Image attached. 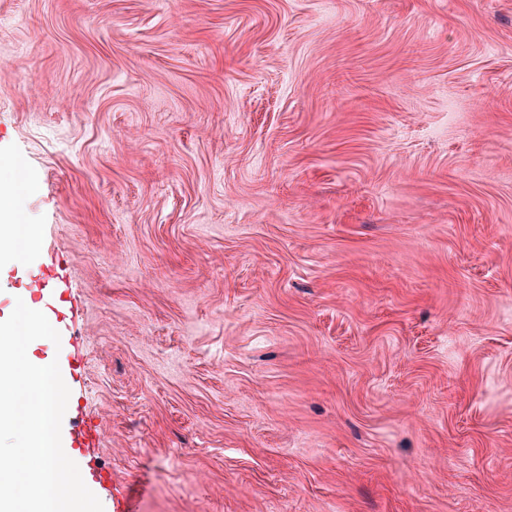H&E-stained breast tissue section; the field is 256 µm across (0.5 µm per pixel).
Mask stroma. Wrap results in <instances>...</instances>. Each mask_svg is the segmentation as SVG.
I'll list each match as a JSON object with an SVG mask.
<instances>
[{
  "label": "stroma",
  "mask_w": 512,
  "mask_h": 512,
  "mask_svg": "<svg viewBox=\"0 0 512 512\" xmlns=\"http://www.w3.org/2000/svg\"><path fill=\"white\" fill-rule=\"evenodd\" d=\"M0 179L104 512H512V0H0ZM22 185L0 181V262L5 256L11 264H27L40 249L41 232L36 224H15L20 215L17 198ZM70 448L65 449V453L69 458L72 456H78L80 458H97L98 451V440L91 433L90 428L87 429L83 425L77 424L73 430Z\"/></svg>",
  "instance_id": "1"
}]
</instances>
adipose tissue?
I'll list each match as a JSON object with an SVG mask.
<instances>
[{
  "label": "adipose tissue",
  "mask_w": 512,
  "mask_h": 512,
  "mask_svg": "<svg viewBox=\"0 0 512 512\" xmlns=\"http://www.w3.org/2000/svg\"><path fill=\"white\" fill-rule=\"evenodd\" d=\"M18 195L19 187L15 182L0 181V257L24 265L39 250L41 232L37 225L18 224Z\"/></svg>",
  "instance_id": "obj_1"
}]
</instances>
